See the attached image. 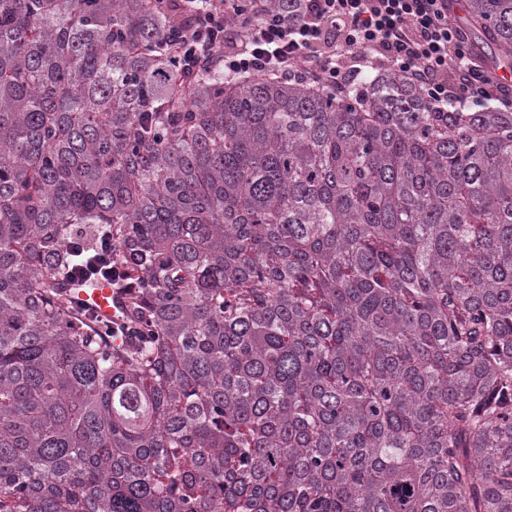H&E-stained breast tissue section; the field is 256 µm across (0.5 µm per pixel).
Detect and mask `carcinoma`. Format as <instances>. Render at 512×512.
I'll return each instance as SVG.
<instances>
[{
    "instance_id": "1",
    "label": "carcinoma",
    "mask_w": 512,
    "mask_h": 512,
    "mask_svg": "<svg viewBox=\"0 0 512 512\" xmlns=\"http://www.w3.org/2000/svg\"><path fill=\"white\" fill-rule=\"evenodd\" d=\"M186 21L0 0V512H512V112L187 77ZM106 237L133 336L67 294Z\"/></svg>"
}]
</instances>
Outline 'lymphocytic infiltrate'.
Listing matches in <instances>:
<instances>
[{"label":"lymphocytic infiltrate","instance_id":"f902f5d3","mask_svg":"<svg viewBox=\"0 0 512 512\" xmlns=\"http://www.w3.org/2000/svg\"><path fill=\"white\" fill-rule=\"evenodd\" d=\"M179 0L191 23L171 40L186 76L217 60L228 74L351 84L366 64L420 85L433 111L488 101L512 109V84L493 79L448 17L449 0Z\"/></svg>","mask_w":512,"mask_h":512}]
</instances>
